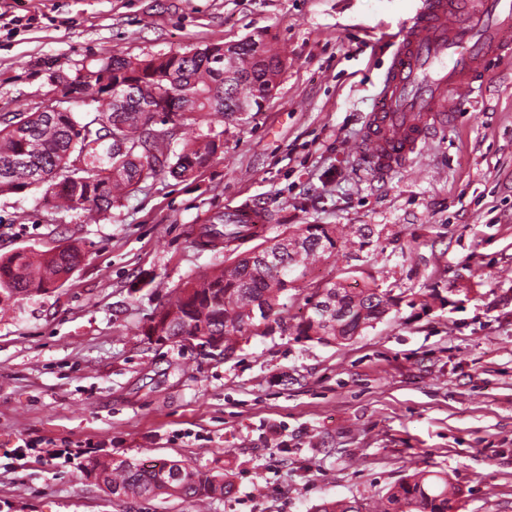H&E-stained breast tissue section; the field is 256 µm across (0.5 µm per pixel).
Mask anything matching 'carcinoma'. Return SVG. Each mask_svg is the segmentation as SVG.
Listing matches in <instances>:
<instances>
[{"mask_svg": "<svg viewBox=\"0 0 512 512\" xmlns=\"http://www.w3.org/2000/svg\"><path fill=\"white\" fill-rule=\"evenodd\" d=\"M112 80L126 83V70L137 66L145 86L166 85L190 104L191 112L180 113L183 124L196 125L211 116L226 117L228 102L237 99L251 106L266 98L282 68L280 56L263 39L249 38L224 49L218 67L197 56L180 53L169 59L110 57ZM0 127V195L19 194L34 186L44 194L60 188L66 206L103 214L112 208V196L132 192L146 179L168 173L188 179L218 152L216 141L199 134L172 154L166 134L155 128L153 116L139 111L135 99L122 112H96L84 121L72 112H22L19 120H2ZM19 123L17 131L8 127ZM110 175L88 181L69 174L77 160ZM260 236L258 225L238 224L224 216L202 224L194 231L193 244L201 249L224 250V268L216 273L190 278L172 290L144 331L146 336L193 337L202 351L224 356L250 336L256 323L248 308H266L261 315L267 336L275 329L288 330V295L293 283L305 276L307 259L336 249V228L329 224H300L285 228L273 241L263 240L247 253H236L234 243ZM300 244L297 251L281 254L282 268L272 274L258 262V255L274 250L284 241ZM82 250L72 244L51 252L18 251L0 256V302L16 301L33 293L62 286L79 266ZM334 288V314L324 321L314 304L319 294L313 288L306 298L307 315L295 326L296 335L320 344H341L374 327L397 305L396 298L377 288H350L346 280L328 281ZM87 469L100 485L118 500L155 498L162 495L183 500L213 498L232 493L230 475L210 476L176 460L152 465L90 457ZM458 490L448 476L419 471L394 485L381 498L375 512H454ZM317 512H363L360 502H325Z\"/></svg>", "mask_w": 512, "mask_h": 512, "instance_id": "1", "label": "carcinoma"}]
</instances>
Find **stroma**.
Listing matches in <instances>:
<instances>
[{
  "label": "stroma",
  "instance_id": "1",
  "mask_svg": "<svg viewBox=\"0 0 512 512\" xmlns=\"http://www.w3.org/2000/svg\"><path fill=\"white\" fill-rule=\"evenodd\" d=\"M420 0H0L34 27L0 30V117L41 109L70 74L262 36L284 67L261 111L213 121L216 160L148 178L107 213L0 196V255L79 245L46 295L0 303V512H314L373 508L390 485L438 472L460 512H512V64L405 167L356 153L398 25ZM258 203L282 223L330 224L288 331L224 357L144 330L169 291L219 268L193 226ZM337 277L394 290L387 316L342 345L298 338L309 287ZM425 294L428 305L414 303ZM232 472L205 510L112 498L80 449Z\"/></svg>",
  "mask_w": 512,
  "mask_h": 512
}]
</instances>
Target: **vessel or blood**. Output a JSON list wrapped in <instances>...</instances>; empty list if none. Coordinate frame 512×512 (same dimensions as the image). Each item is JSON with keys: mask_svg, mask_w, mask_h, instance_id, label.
Masks as SVG:
<instances>
[{"mask_svg": "<svg viewBox=\"0 0 512 512\" xmlns=\"http://www.w3.org/2000/svg\"><path fill=\"white\" fill-rule=\"evenodd\" d=\"M368 115L359 157L377 173L410 162L485 81V62L512 60V0H421Z\"/></svg>", "mask_w": 512, "mask_h": 512, "instance_id": "vessel-or-blood-1", "label": "vessel or blood"}]
</instances>
